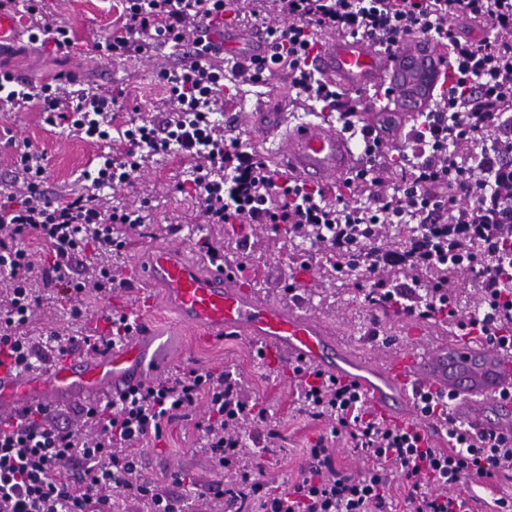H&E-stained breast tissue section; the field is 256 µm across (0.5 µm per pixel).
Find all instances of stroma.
Segmentation results:
<instances>
[{"label":"stroma","mask_w":512,"mask_h":512,"mask_svg":"<svg viewBox=\"0 0 512 512\" xmlns=\"http://www.w3.org/2000/svg\"><path fill=\"white\" fill-rule=\"evenodd\" d=\"M119 0H41L40 8L52 22L62 23L72 31L74 47L69 56H61L52 46L27 41L0 53V66L25 70L35 83L54 78L58 70L76 73L86 85L117 93L112 123L122 126L134 113L144 118L154 116L166 94L160 78L182 53L170 44L158 47L151 59L128 57L100 65L88 44L89 35H106L117 16ZM276 115L290 124L325 120L339 124L338 113L322 110L294 89L287 69H276L266 81L242 85L233 78L224 82V110L218 118L244 146L256 150L269 169L282 172L280 141L266 131L265 118ZM45 154V186L49 196L77 188L83 172L93 168L103 153L102 144L68 134L67 130L46 121L39 109L0 115V178L10 179L16 152L20 148ZM192 159L171 151L154 157L142 169L133 185L117 189V198L134 199L147 193L150 207L147 223L179 224L184 255L194 263L202 257L196 246L200 236L223 241L224 260L246 275L245 283L259 296L285 304L303 298L307 314L325 319L335 330L336 343L353 351L359 361L372 358L375 345L409 347L420 342L436 343L448 333V323L441 317L415 319L406 324V314L398 308L383 311L364 300L358 284L362 270L335 280L325 273L326 263L320 255L307 253V240L288 238L285 231L271 230L263 224L244 228L235 224H204L196 216L190 198L175 191L178 181L187 179ZM84 315L73 319L64 307L38 311L30 325L35 336L52 333L80 332L102 335L97 319L100 311L113 316L127 315L142 319L170 340L171 358L168 372L197 368L219 373L232 372L241 378L248 396L274 412L283 421L279 451L262 456V478L281 488L296 482L309 466L307 450L326 424L311 420L302 411L294 395L293 373L265 359L260 347L244 337H226L221 342L202 340L193 332H176L173 314L162 289L142 294L140 289L112 293L108 297L89 296L81 303ZM185 419L164 425L160 438L136 448L144 478L166 490H175L177 477H187L202 486L218 487L231 483L213 460L196 452L197 423L206 417V404L199 401L185 411ZM455 493L470 497L473 512H492L494 500L512 495V479L475 481L462 479Z\"/></svg>","instance_id":"35a3bbf8"}]
</instances>
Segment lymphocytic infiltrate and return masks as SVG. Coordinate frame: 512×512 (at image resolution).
<instances>
[{
	"instance_id": "obj_1",
	"label": "lymphocytic infiltrate",
	"mask_w": 512,
	"mask_h": 512,
	"mask_svg": "<svg viewBox=\"0 0 512 512\" xmlns=\"http://www.w3.org/2000/svg\"><path fill=\"white\" fill-rule=\"evenodd\" d=\"M236 2L123 0L111 34L94 41L93 50L107 58L149 55L163 38L190 43L192 52L163 73L168 110L130 124L122 134L125 151L103 155L95 172L85 173L82 188L47 200L36 191L46 173L44 156L20 152L14 192L0 203V352L17 366L33 368L51 356L129 338L133 324L125 315L113 321L109 337L54 333L36 341L28 326L42 290L70 302L76 318L82 311L75 298L112 293L121 279L112 255L145 218L142 208L113 203L103 191L133 184L147 157L173 146L197 160L191 179L177 190L195 201L207 223L245 221L310 235L328 261L365 268L369 304L396 305L421 318L439 312L442 285L424 288L415 280L394 286L383 271L435 269L456 250L457 271L480 277L483 293L477 312L458 321V328L481 336L492 327L512 326V0H274L288 24L270 29V56L240 66V82L256 83L287 67L294 88L340 112L343 130L369 157L381 148L375 130L357 123L356 107L343 103L341 93L307 64L317 34L331 30L390 48L424 37L448 50L452 81L435 109L416 115L413 152L404 160L408 174L387 190L374 165L358 170L356 181L371 186L363 204L280 176L209 120L224 90V64L212 53L209 36ZM461 16L487 17L491 37L461 35L452 24ZM33 101L48 122L110 142L111 93L21 85L0 76V112H19ZM392 224H410L414 231L400 245L382 247L380 238ZM31 236L48 247L44 264H36L24 245ZM293 374L303 412L331 430L310 446L308 469L288 488L272 489L257 478L239 433L241 423H256L253 445L270 452L280 437L277 419L245 395L233 374L189 369L71 416L40 409L18 420L0 417V512H112L117 488L148 512H186L185 494L164 492L142 478L133 450L161 436L165 423L201 399L207 406L201 448L219 469L237 475L218 491L225 512H387L389 475L396 469L412 482L410 512H472L469 498L452 491L462 478H512L511 438L448 426V447L441 450L415 428L370 412L359 384L333 376L315 381L301 366ZM337 439L367 460L363 474L336 468Z\"/></svg>"
}]
</instances>
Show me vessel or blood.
Instances as JSON below:
<instances>
[{"instance_id": "vessel-or-blood-1", "label": "vessel or blood", "mask_w": 512, "mask_h": 512, "mask_svg": "<svg viewBox=\"0 0 512 512\" xmlns=\"http://www.w3.org/2000/svg\"><path fill=\"white\" fill-rule=\"evenodd\" d=\"M24 35L16 14L0 9V51ZM226 53L248 48L267 54L263 34L248 40L225 37ZM311 62L330 84L351 92L378 90L375 119L388 113L413 114L428 109L448 78L445 50L415 41L388 51L365 39L318 43ZM283 166L305 181L329 185L356 167L350 139L328 122L304 121L281 134ZM135 283L161 287L179 327L214 341L243 336L288 364H298L368 387L372 406L384 416L431 434L434 422L420 408L422 394L449 401V417L474 435L487 432L512 437V347L478 337L458 336L435 346L398 349L362 374L334 343L321 319L257 297L236 268L214 261L209 270L183 258L181 244L148 251L136 267ZM169 360L163 336L136 328L129 340L66 356L40 371H22L12 362L0 365V413L23 417L38 407L99 403L119 397L162 375Z\"/></svg>"}]
</instances>
